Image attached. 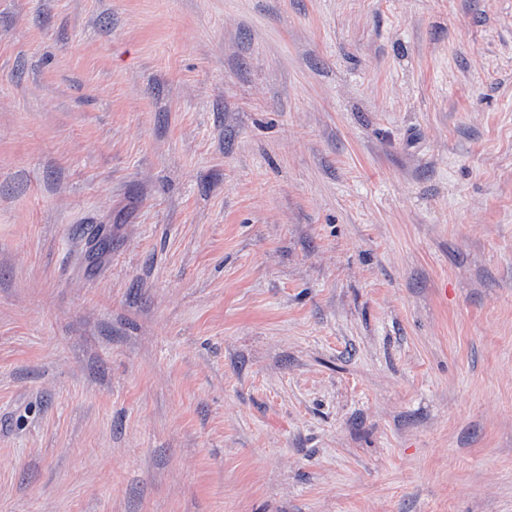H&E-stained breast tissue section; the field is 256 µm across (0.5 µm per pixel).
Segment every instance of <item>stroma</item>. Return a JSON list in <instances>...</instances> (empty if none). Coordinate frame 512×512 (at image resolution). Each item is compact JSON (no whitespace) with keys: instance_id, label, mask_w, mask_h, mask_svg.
Segmentation results:
<instances>
[{"instance_id":"obj_1","label":"stroma","mask_w":512,"mask_h":512,"mask_svg":"<svg viewBox=\"0 0 512 512\" xmlns=\"http://www.w3.org/2000/svg\"><path fill=\"white\" fill-rule=\"evenodd\" d=\"M0 512H512V0H0Z\"/></svg>"}]
</instances>
